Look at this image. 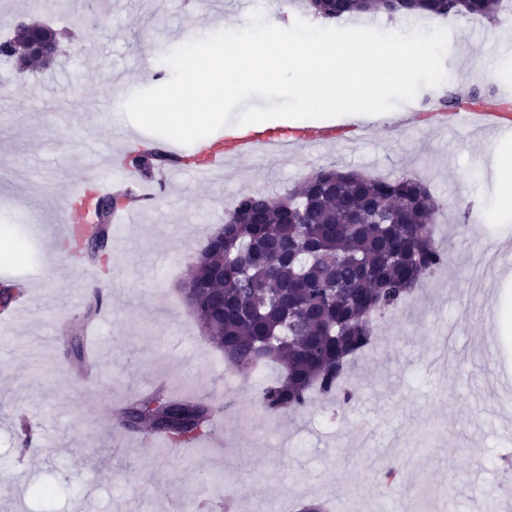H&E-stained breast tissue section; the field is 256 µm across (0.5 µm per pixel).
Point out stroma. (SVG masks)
Instances as JSON below:
<instances>
[{
	"label": "stroma",
	"instance_id": "stroma-1",
	"mask_svg": "<svg viewBox=\"0 0 512 512\" xmlns=\"http://www.w3.org/2000/svg\"><path fill=\"white\" fill-rule=\"evenodd\" d=\"M78 7L83 22L47 69L14 80L0 64V227L27 253L0 283L40 297L0 341V400H17L37 433L36 444L21 449L15 415L0 413V485L21 490L20 498L0 497V512H175L201 494L226 512H296L305 499L384 512L396 492L404 512H471L491 496L512 501V412L499 411L494 399L495 389L512 384V335H499L494 322L501 301H512V265L495 261L484 295H469L470 257L512 252V214L501 215L497 191L503 137L460 124L444 134L401 126L403 113L430 111L432 86L377 120L334 119L349 144L301 146L285 163L233 162L209 184L173 173L169 196L133 213L96 264L97 287L112 307L95 320L100 382L80 380L60 335L78 329L87 300L70 286L82 264L66 251L59 209L78 179L133 187L105 166L106 149L131 148L114 138L133 127L123 105L171 78L163 58L186 28L204 32L214 22L202 0H78ZM4 15L59 30L71 23L55 0L38 8L33 0H0ZM448 23L443 64L453 95L476 90L491 101L512 91V69L500 62L512 24ZM328 164L423 181L442 205L451 259L380 322L374 349L350 373L358 396L346 411L319 398L297 414L270 416L258 407L253 378L226 387L224 358L202 335L180 285L208 229L223 223L240 195L262 187L284 194ZM441 334L443 358L432 343ZM193 373L223 407V461L206 448L174 455L141 447L138 434L114 435L106 400ZM64 442L70 452L54 454ZM36 484L52 485L55 496L33 494Z\"/></svg>",
	"mask_w": 512,
	"mask_h": 512
}]
</instances>
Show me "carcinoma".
Instances as JSON below:
<instances>
[{
	"instance_id": "obj_1",
	"label": "carcinoma",
	"mask_w": 512,
	"mask_h": 512,
	"mask_svg": "<svg viewBox=\"0 0 512 512\" xmlns=\"http://www.w3.org/2000/svg\"><path fill=\"white\" fill-rule=\"evenodd\" d=\"M502 0H306L315 14L341 21L360 15L480 17L496 19ZM14 35L0 39V60L27 70L49 58L26 52L31 28L10 19ZM153 149L131 154L142 176L164 163ZM96 243L73 256H97L109 237L111 197L93 203ZM440 204L414 177L383 179L328 165L273 197L242 195L215 227L190 267L201 327L224 359L241 374L270 363L282 376L264 386L261 409L298 413L318 392L340 409L354 401L343 387L351 361L369 350L377 316L405 306L449 252L434 238ZM74 364L83 368V337L66 336ZM214 402L188 394L132 395L118 423L128 432L148 425L172 447L207 439Z\"/></svg>"
}]
</instances>
